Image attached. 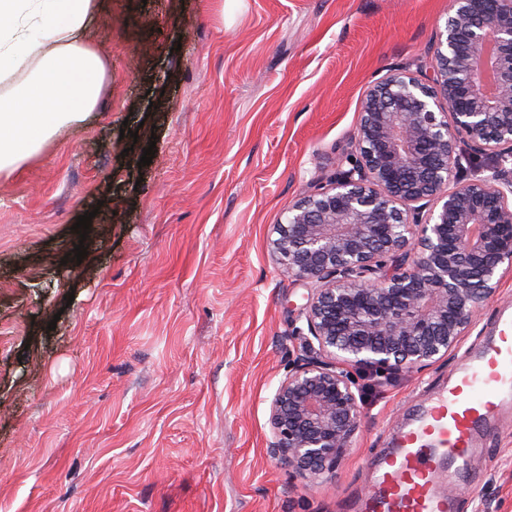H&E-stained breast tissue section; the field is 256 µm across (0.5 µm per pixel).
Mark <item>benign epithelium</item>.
I'll return each mask as SVG.
<instances>
[{"instance_id": "7a95c632", "label": "benign epithelium", "mask_w": 512, "mask_h": 512, "mask_svg": "<svg viewBox=\"0 0 512 512\" xmlns=\"http://www.w3.org/2000/svg\"><path fill=\"white\" fill-rule=\"evenodd\" d=\"M352 140L349 168L288 205L270 242L289 273L317 283L303 308L317 349L270 406V452L313 480L359 429L351 372L448 356L512 272V0H452L432 72L375 85ZM460 141L495 166L451 187Z\"/></svg>"}]
</instances>
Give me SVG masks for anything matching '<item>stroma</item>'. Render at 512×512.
I'll list each match as a JSON object with an SVG mask.
<instances>
[{
  "label": "stroma",
  "mask_w": 512,
  "mask_h": 512,
  "mask_svg": "<svg viewBox=\"0 0 512 512\" xmlns=\"http://www.w3.org/2000/svg\"><path fill=\"white\" fill-rule=\"evenodd\" d=\"M449 4L100 0L97 107L0 177V512H350L371 491L392 434L512 306V273L447 358L355 374L360 427L313 481L268 449L315 287L269 241L352 152L368 90L428 67ZM452 493L512 512V414Z\"/></svg>",
  "instance_id": "stroma-1"
}]
</instances>
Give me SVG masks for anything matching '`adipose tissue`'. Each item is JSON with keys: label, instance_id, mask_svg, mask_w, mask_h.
<instances>
[{"label": "adipose tissue", "instance_id": "ef3b65f1", "mask_svg": "<svg viewBox=\"0 0 512 512\" xmlns=\"http://www.w3.org/2000/svg\"><path fill=\"white\" fill-rule=\"evenodd\" d=\"M97 20L96 0H0L1 176L96 107L110 74L86 41Z\"/></svg>", "mask_w": 512, "mask_h": 512}]
</instances>
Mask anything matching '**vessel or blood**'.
Instances as JSON below:
<instances>
[{"label": "vessel or blood", "instance_id": "b4317fda", "mask_svg": "<svg viewBox=\"0 0 512 512\" xmlns=\"http://www.w3.org/2000/svg\"><path fill=\"white\" fill-rule=\"evenodd\" d=\"M512 410V313L497 311L483 347L419 403L373 470L358 512H458L445 487L467 474L489 425Z\"/></svg>", "mask_w": 512, "mask_h": 512}]
</instances>
